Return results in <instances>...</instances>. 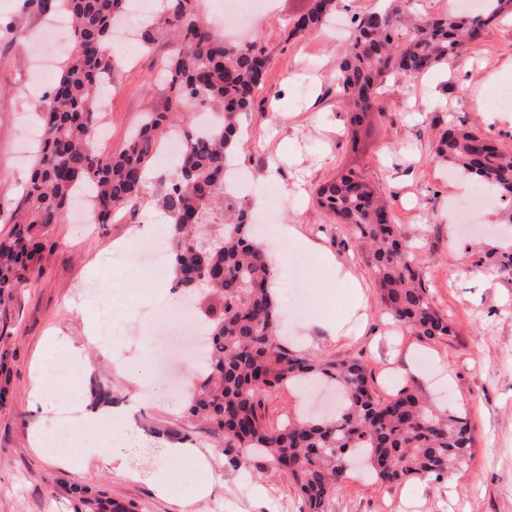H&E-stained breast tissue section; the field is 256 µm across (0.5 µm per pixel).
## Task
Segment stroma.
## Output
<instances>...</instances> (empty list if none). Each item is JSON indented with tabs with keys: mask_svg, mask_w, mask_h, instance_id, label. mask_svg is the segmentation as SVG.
Segmentation results:
<instances>
[{
	"mask_svg": "<svg viewBox=\"0 0 512 512\" xmlns=\"http://www.w3.org/2000/svg\"><path fill=\"white\" fill-rule=\"evenodd\" d=\"M310 0H273L256 32L271 56L265 83L252 110L242 116L245 134L242 170L254 182L253 198H263L270 184L269 161L279 170L282 223L295 226L347 269L335 275L313 254L298 251L300 265L276 270L281 286L305 288L311 297L307 315L289 321L290 347L321 360L358 359L369 381L385 399L408 387L449 412L467 416L474 437L473 455L453 479L409 480L393 486L372 483L360 475L345 478L331 503L332 512H512V276L494 271L501 253H512V224L502 221L505 203H495L482 221L489 231L462 237L448 220L451 196L462 195L460 180L435 158L432 143L448 123L458 120L512 151V123L489 121L476 105V94L489 80L512 83V18L485 29L476 49L442 62L414 78L392 77L378 94V106L360 128L359 146L346 134L351 111L337 93L334 76L347 42L345 35L322 29L287 38L288 19L307 10ZM48 16L35 0H0V236L22 198L30 163L19 160L24 132L37 118L38 91H49L54 78H41L29 38ZM149 15L128 12L124 35L112 42L122 56L115 87H103L101 129L112 148H119L144 112L163 110L161 68L172 48L163 41L135 55L124 53L128 34H141ZM355 168L380 190L396 224L412 244L424 284L437 309L447 313L454 334L424 343L385 315L361 242L346 225L330 220L314 197L317 186L337 173ZM174 174L166 157L157 156L148 170L147 194L137 213H121L111 223L91 224L66 216L50 225L51 243L38 262L41 273L21 288L8 307H0V352L9 370L0 373L7 397L0 402V512H74L71 490L89 484L105 491L134 512H299L300 501L287 475L260 468L258 462L235 469L218 452V438L186 408L203 370L199 357L173 361L174 388L144 383L126 366L144 356L150 364L172 351V337L158 321V304L188 306L173 288V268L128 270L108 266L106 256L144 236L145 225L165 226L169 216L156 197ZM111 288V331L88 342L87 328L97 310L85 299L86 286ZM363 291L365 304L350 307ZM343 322L344 333L332 336L311 325L313 314ZM84 347L81 384L75 390L80 416L113 410L131 419L134 440L120 436L110 423L81 439L73 422L64 458L41 456L34 440L39 419L55 421L58 405L44 414L31 409L35 375L54 363L53 338ZM112 388L111 404H94L93 384ZM324 397L314 382L286 384L265 397L268 423L318 416ZM93 455L82 454L85 443ZM188 448L206 456L224 487L195 497L198 478L192 458L173 465L168 493L156 490V474L170 448ZM125 462L113 469V457ZM56 487L47 498L45 485Z\"/></svg>",
	"mask_w": 512,
	"mask_h": 512,
	"instance_id": "stroma-1",
	"label": "stroma"
}]
</instances>
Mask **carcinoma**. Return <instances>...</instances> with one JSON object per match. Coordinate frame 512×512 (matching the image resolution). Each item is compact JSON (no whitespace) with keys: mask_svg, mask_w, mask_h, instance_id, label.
<instances>
[{"mask_svg":"<svg viewBox=\"0 0 512 512\" xmlns=\"http://www.w3.org/2000/svg\"><path fill=\"white\" fill-rule=\"evenodd\" d=\"M125 4L37 0L41 10L54 7L67 16L74 39L58 80L38 106L45 138L23 203L11 216L12 228L0 239V306L10 305L17 290L40 275L34 263L46 247L42 229L64 219L79 187L92 191L97 224L110 223L121 210L136 211L146 194L147 166L169 133L182 127L183 146L161 203L172 219L169 243L176 286L195 288L203 274L212 279L207 365L188 413L205 418L222 437L224 460L236 467L260 459L288 475L302 512H330L353 457L363 458L375 482L382 484L437 481L461 469L474 448L465 416L442 411L408 388L383 401L360 361L323 362L277 342L280 307L270 289L273 266L252 235L243 204L224 195L237 158L239 116L252 110L264 83L266 44L224 39L201 18L199 0H160L143 43L149 47L168 38L178 45L163 65L167 107L145 113L120 148L97 151L98 75L108 64H121L116 55L104 56V45L115 34ZM336 6L337 0H311L305 13L288 21L287 37L323 27ZM504 14L512 15V0H484L483 9L472 15L421 17L407 28L403 42L399 31L405 17L396 7L355 19L336 72V87L354 108L347 129L351 143L357 144L358 127L377 106L378 89L391 75L413 77L468 52L480 41L477 32ZM195 99L221 109L218 122L207 130L196 131L181 117L184 106ZM434 153L459 174L494 186L499 199L511 203L504 221L512 223L511 152L480 143L477 133L460 122L442 131ZM316 202L337 223L350 226L366 246V261L389 316L422 342L453 335L448 316L435 308L422 282L412 247L373 184L350 169L320 185ZM215 213L224 215L225 224L206 245L198 227ZM314 375L336 387V414L318 422L267 423L263 395ZM73 494L78 512H132L89 485Z\"/></svg>","mask_w":512,"mask_h":512,"instance_id":"carcinoma-1","label":"carcinoma"}]
</instances>
